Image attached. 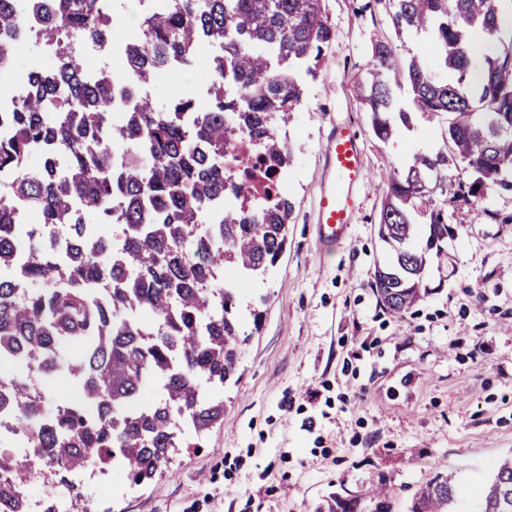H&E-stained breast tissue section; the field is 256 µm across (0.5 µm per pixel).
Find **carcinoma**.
Here are the masks:
<instances>
[{
    "instance_id": "carcinoma-1",
    "label": "carcinoma",
    "mask_w": 512,
    "mask_h": 512,
    "mask_svg": "<svg viewBox=\"0 0 512 512\" xmlns=\"http://www.w3.org/2000/svg\"><path fill=\"white\" fill-rule=\"evenodd\" d=\"M44 2L35 43L53 45L56 59L4 113L10 132L0 138V173L12 176L0 196V410L12 413L11 438L24 448H0V512H32L26 489L35 476L54 486L41 512H61L80 499L74 476L118 459L133 484H146L224 419L217 392L248 341L229 274L274 266L294 209L285 195L255 209L249 186L224 173V150L245 136L270 164L290 167L279 127L301 104L298 73L316 74L336 34L325 0H171L147 17L125 68L149 79L173 61L192 66L201 46L220 51L205 100L185 92L158 106L123 82L84 77L78 47L116 34L105 0ZM388 2L396 35L423 39L446 78L376 42L371 77L355 85L373 134L385 142L418 115L448 120L442 147L385 174L378 237L388 259L371 286L400 315L422 297L429 251L453 238L434 194L481 203L491 190L512 193V40L499 37L495 0ZM23 27L16 0H0V76L12 69ZM405 84L408 110L395 95ZM118 102L127 116L114 134ZM450 156L470 181L448 174ZM20 206L62 237L27 232ZM422 218L429 233L420 246ZM113 223L117 241L100 232ZM20 277L42 287L21 290ZM62 380L78 399L55 392ZM494 471L479 512H512V455ZM456 495L454 475L438 473L409 512H448Z\"/></svg>"
}]
</instances>
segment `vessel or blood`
Wrapping results in <instances>:
<instances>
[{
  "label": "vessel or blood",
  "instance_id": "vessel-or-blood-1",
  "mask_svg": "<svg viewBox=\"0 0 512 512\" xmlns=\"http://www.w3.org/2000/svg\"><path fill=\"white\" fill-rule=\"evenodd\" d=\"M366 177L364 152L355 127L335 124L325 149V175L318 191L317 237L333 243L347 235L358 208L359 189Z\"/></svg>",
  "mask_w": 512,
  "mask_h": 512
}]
</instances>
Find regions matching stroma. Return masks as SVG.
<instances>
[{"instance_id": "stroma-1", "label": "stroma", "mask_w": 512, "mask_h": 512, "mask_svg": "<svg viewBox=\"0 0 512 512\" xmlns=\"http://www.w3.org/2000/svg\"><path fill=\"white\" fill-rule=\"evenodd\" d=\"M366 3L326 2L336 38L288 123V242L240 289L248 341L224 389L223 421L148 485L131 484L120 465L82 479L88 512H319L337 494L371 512L366 491L379 481L394 512H409L415 491L448 471L459 489L452 512H476L495 462L512 452V193L481 204L436 195L455 236L429 254L428 294L403 317L371 288L386 257L380 173L442 145L445 125L419 117L388 141L373 135L354 90L372 69L373 44L391 41L399 59L418 56L431 73L439 66L429 45L396 36L385 10ZM209 56L200 48L191 72L159 78L154 99L167 102L186 82L209 86ZM339 120L362 138L367 177L350 237L323 247L316 191Z\"/></svg>"}]
</instances>
